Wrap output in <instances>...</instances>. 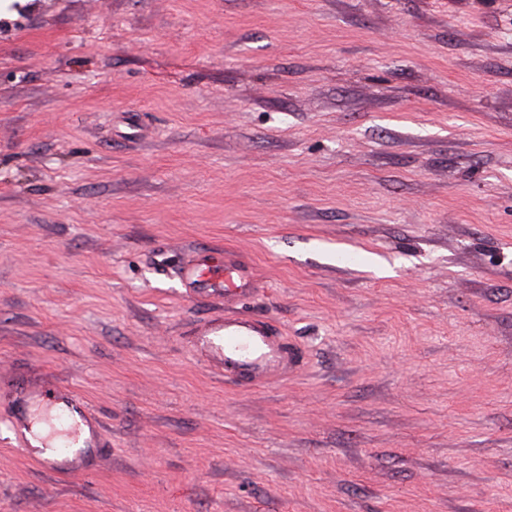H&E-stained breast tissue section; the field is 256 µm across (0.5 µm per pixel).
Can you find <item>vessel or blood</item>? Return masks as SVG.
Instances as JSON below:
<instances>
[{
  "label": "vessel or blood",
  "instance_id": "1",
  "mask_svg": "<svg viewBox=\"0 0 512 512\" xmlns=\"http://www.w3.org/2000/svg\"><path fill=\"white\" fill-rule=\"evenodd\" d=\"M188 295L211 300H230L255 291L254 271L232 255L200 252L182 269ZM192 355L212 373L233 379L243 387L267 385L301 361L298 346L266 320L236 311L203 322L194 332ZM8 424L21 452L41 467L61 476H82L89 460L106 446L98 415L68 385L10 379ZM56 408L67 423L58 446L48 445L30 427L32 407Z\"/></svg>",
  "mask_w": 512,
  "mask_h": 512
}]
</instances>
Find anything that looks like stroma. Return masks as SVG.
Instances as JSON below:
<instances>
[{"label":"stroma","instance_id":"35a3bbf8","mask_svg":"<svg viewBox=\"0 0 512 512\" xmlns=\"http://www.w3.org/2000/svg\"><path fill=\"white\" fill-rule=\"evenodd\" d=\"M197 250L302 350L186 343ZM71 386L94 473L0 512H512V0H37L0 29V377ZM188 295L224 299V314L212 317L194 332L191 351L212 373L230 377L243 387L266 386L301 361L298 346L266 320L226 308L230 299L257 288L254 271L228 252H199L183 266Z\"/></svg>","mask_w":512,"mask_h":512}]
</instances>
